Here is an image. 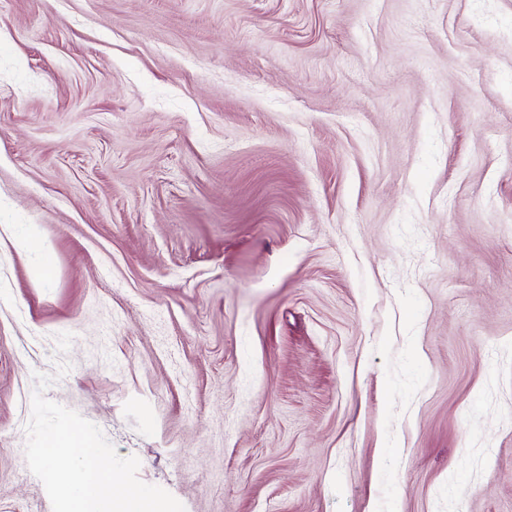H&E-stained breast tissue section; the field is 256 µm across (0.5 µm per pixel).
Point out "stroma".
Segmentation results:
<instances>
[{
    "mask_svg": "<svg viewBox=\"0 0 512 512\" xmlns=\"http://www.w3.org/2000/svg\"><path fill=\"white\" fill-rule=\"evenodd\" d=\"M38 372L185 512H512V0H0V512Z\"/></svg>",
    "mask_w": 512,
    "mask_h": 512,
    "instance_id": "35a3bbf8",
    "label": "stroma"
}]
</instances>
